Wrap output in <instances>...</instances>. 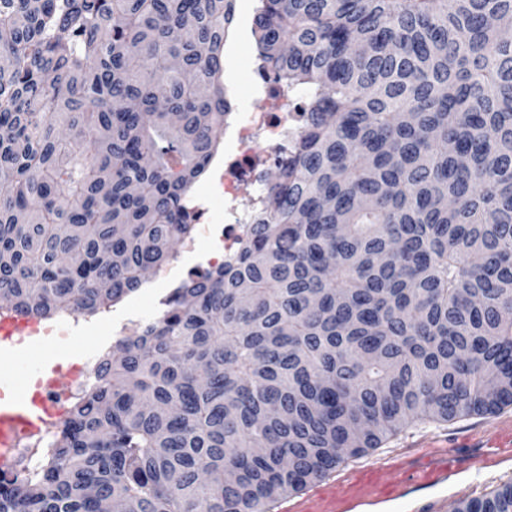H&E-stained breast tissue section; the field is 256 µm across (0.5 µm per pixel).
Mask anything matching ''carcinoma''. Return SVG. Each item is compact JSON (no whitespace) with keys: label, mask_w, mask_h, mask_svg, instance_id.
<instances>
[{"label":"carcinoma","mask_w":512,"mask_h":512,"mask_svg":"<svg viewBox=\"0 0 512 512\" xmlns=\"http://www.w3.org/2000/svg\"><path fill=\"white\" fill-rule=\"evenodd\" d=\"M258 2V69L303 94L246 237L104 353L37 473L0 467V512H268L512 404V0ZM232 18L0 0V313H103L192 234Z\"/></svg>","instance_id":"carcinoma-1"}]
</instances>
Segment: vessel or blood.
Wrapping results in <instances>:
<instances>
[{
    "label": "vessel or blood",
    "instance_id": "vessel-or-blood-1",
    "mask_svg": "<svg viewBox=\"0 0 512 512\" xmlns=\"http://www.w3.org/2000/svg\"><path fill=\"white\" fill-rule=\"evenodd\" d=\"M23 323L0 319V362L11 365L10 373H0V387H13L11 397L0 399V447L9 448L26 435L39 433L41 417L27 408L23 392L15 390L16 377L39 368L38 360L13 355L8 346ZM512 459V429H501L489 449L478 457L444 449L421 458L409 454L388 460L360 464L328 476L321 484L282 497L273 512H445L448 482L470 471L475 461L495 466Z\"/></svg>",
    "mask_w": 512,
    "mask_h": 512
}]
</instances>
